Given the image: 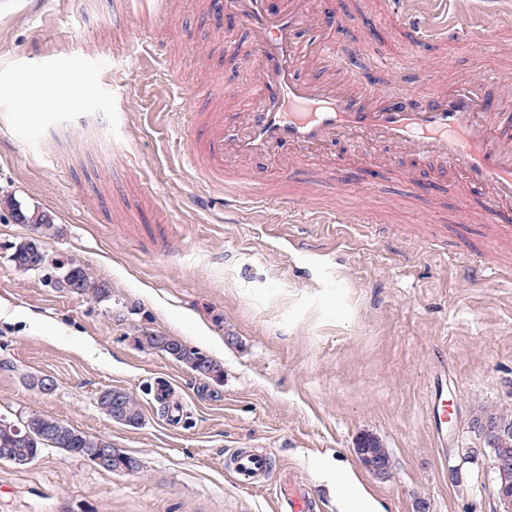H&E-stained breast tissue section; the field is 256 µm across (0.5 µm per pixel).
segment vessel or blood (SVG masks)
<instances>
[{
  "mask_svg": "<svg viewBox=\"0 0 512 512\" xmlns=\"http://www.w3.org/2000/svg\"><path fill=\"white\" fill-rule=\"evenodd\" d=\"M416 0H389L382 23L393 28L412 49L436 48L468 39L499 52L503 32L512 29V11L495 24L420 23L409 7ZM122 17L161 22L169 17L168 0H122ZM213 17L230 14L224 43H237L246 31L251 45L235 54V68L253 69L245 90L253 99L247 112H224V74L212 72L191 96L175 94L176 109L190 110L191 132L182 163L200 183L224 197V210L291 208L304 198L291 189L297 173L320 159L325 146L349 143L382 151L400 150L412 158L402 179L429 199L443 191L440 184L421 183L418 174L435 168L451 171L467 190L456 209L458 223L491 225L485 249L512 252V88L501 71L475 79L459 77L450 84L430 79L422 96L413 91L389 93L371 73L349 71L336 38L315 41L302 50L298 35L329 22L313 0H207ZM135 56L166 66L168 40L159 35L132 45ZM313 74L304 78L302 66ZM308 224H357L355 210L304 211ZM271 470L266 453L238 452L233 471L245 487L265 491L277 512H315L316 503L295 479L266 484Z\"/></svg>",
  "mask_w": 512,
  "mask_h": 512,
  "instance_id": "1",
  "label": "vessel or blood"
}]
</instances>
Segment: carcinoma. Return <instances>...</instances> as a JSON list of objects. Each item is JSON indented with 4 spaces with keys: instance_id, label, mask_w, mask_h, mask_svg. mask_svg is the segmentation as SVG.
Instances as JSON below:
<instances>
[{
    "instance_id": "cac0c4a2",
    "label": "carcinoma",
    "mask_w": 512,
    "mask_h": 512,
    "mask_svg": "<svg viewBox=\"0 0 512 512\" xmlns=\"http://www.w3.org/2000/svg\"><path fill=\"white\" fill-rule=\"evenodd\" d=\"M5 209L10 216L22 223L35 225V233L39 240L50 239L57 236L59 229L52 220L35 211L29 212L11 196L0 198V209ZM64 269L71 272L77 282L76 293L91 297L97 301H104L110 297L107 284L88 274L78 262L67 259L63 262ZM172 360L184 365L193 373L205 378H218L223 369L212 358L201 351L180 341L175 342V352L167 353ZM123 405L127 413L125 425L135 427L140 424L142 411L139 403L128 393L123 392ZM17 424L20 428L28 430V438L21 440L12 432L11 425ZM112 440L104 436L90 435L71 425L37 411L21 416V421L0 422V462L5 460L4 450L9 448L12 452L26 456L32 460L38 458L48 448H57L65 451L72 457L88 459L89 448H110Z\"/></svg>"
}]
</instances>
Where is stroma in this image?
Segmentation results:
<instances>
[{"mask_svg":"<svg viewBox=\"0 0 512 512\" xmlns=\"http://www.w3.org/2000/svg\"><path fill=\"white\" fill-rule=\"evenodd\" d=\"M385 0L343 10L339 34L352 69L409 49L378 17ZM119 0H0V196L48 213L60 233L49 252L72 256L105 281L109 300L52 288L46 274L16 271L9 246L27 225L0 211V414L37 411L140 460L113 474L51 448L18 468L0 462V512H277L268 494L240 486L229 459L240 448L271 452L272 478L294 473L319 512H345L329 468L339 465L374 512H500L484 440L472 420L512 419V287L471 282L458 266L477 253L483 224L424 223L429 202L390 174L368 202L318 164L299 180L312 206H362L371 224L329 233L298 213L225 215L178 155L187 129L167 104L173 85L191 91L230 53L205 0H172L169 71L124 51L139 24L111 26ZM512 68V34L499 55L466 41L424 48L388 89ZM64 91L76 82L92 119L67 122V106L25 111V79ZM195 198L186 206L187 198ZM313 243L310 251L298 239ZM167 335L212 357L218 379L197 376L141 348L142 332ZM48 375L52 395L33 378ZM170 385L183 404L177 426L155 398ZM452 421L439 439L429 421L436 385ZM132 394L135 427L97 404L100 390ZM377 438L387 475L366 470L355 448Z\"/></svg>","mask_w":512,"mask_h":512,"instance_id":"obj_1","label":"stroma"}]
</instances>
